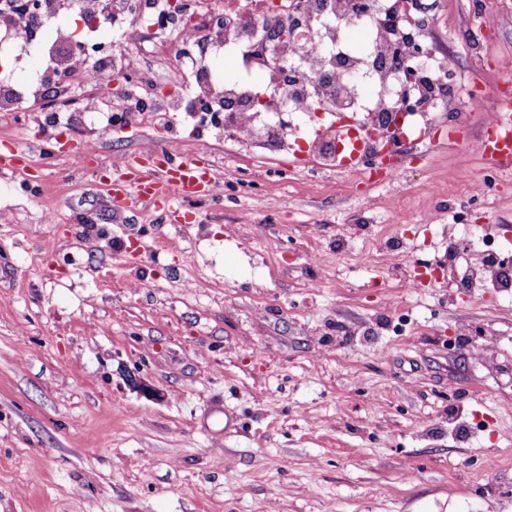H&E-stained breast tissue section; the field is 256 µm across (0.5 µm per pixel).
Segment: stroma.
Listing matches in <instances>:
<instances>
[{"label": "stroma", "instance_id": "obj_1", "mask_svg": "<svg viewBox=\"0 0 512 512\" xmlns=\"http://www.w3.org/2000/svg\"><path fill=\"white\" fill-rule=\"evenodd\" d=\"M447 3L453 68L512 97V0ZM115 47L189 82L162 48ZM83 98L0 112V142L29 158L0 173V512H512V298L434 275L448 242L421 226L483 225L512 258V177L467 204L485 113L447 105L457 139L404 148L393 192L236 153L178 116L100 139L71 121ZM163 138L212 166L188 224L107 193ZM245 169L261 193H239Z\"/></svg>", "mask_w": 512, "mask_h": 512}]
</instances>
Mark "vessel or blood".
<instances>
[{"label": "vessel or blood", "mask_w": 512, "mask_h": 512, "mask_svg": "<svg viewBox=\"0 0 512 512\" xmlns=\"http://www.w3.org/2000/svg\"><path fill=\"white\" fill-rule=\"evenodd\" d=\"M495 118L487 126L479 148L483 156L501 171L512 172V139L499 137L498 127H512V98L499 96L494 100ZM214 180L210 164L200 158L173 159L158 166L138 170L129 166L114 171L108 194L115 210L128 207L130 195L164 205L168 212L180 214L190 198L206 192Z\"/></svg>", "instance_id": "vessel-or-blood-1"}]
</instances>
